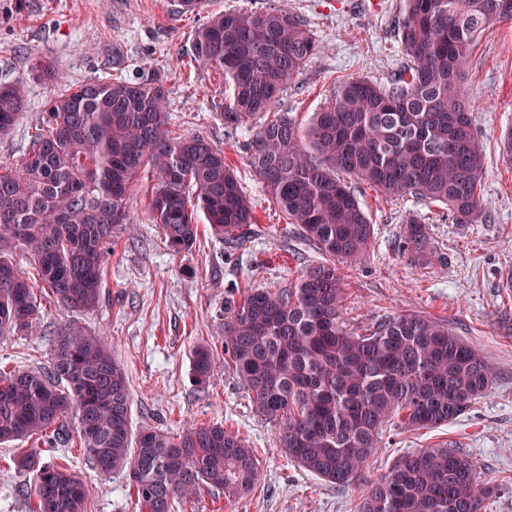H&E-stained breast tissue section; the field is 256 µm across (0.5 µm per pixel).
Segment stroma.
<instances>
[{"label":"stroma","mask_w":512,"mask_h":512,"mask_svg":"<svg viewBox=\"0 0 512 512\" xmlns=\"http://www.w3.org/2000/svg\"><path fill=\"white\" fill-rule=\"evenodd\" d=\"M283 6L307 21L321 45L280 96V111L298 126L325 106L335 82H385L406 62L392 27L400 0H208L199 14L179 12L176 0H0V84L25 82L27 94L15 132L0 140V163H21L55 91L31 72L34 60L42 59L72 85L98 77L161 76L171 131L200 134L222 148L251 195L258 223L249 239L227 244L203 224L196 246L176 255L151 222L147 189L139 187L130 199L135 224L108 258L101 301L77 316L86 329L108 337L128 375L133 430L176 434L218 423L253 448L262 480L251 492L228 500L203 488L177 512H357L362 496L400 456L435 447L463 450L482 477L499 486L483 512H512V162L499 149L501 136L512 128V23L485 30L463 83L486 154L478 189L485 222L458 224L443 206L409 195L387 199L364 185L359 199L374 241L362 257L338 264L348 329L363 334L405 311L447 320L494 368L489 393L434 429L390 423L358 480L340 487L289 458L278 444L277 422L256 410L251 391L231 368L217 365L203 387L192 380L189 350L198 342L220 346L228 300L247 288L288 285L322 259L297 225L286 222L247 163L246 144L264 116L235 130L225 127L223 82L190 59L193 33L208 15ZM411 214L429 226L426 266L401 246ZM41 303V338L0 336V367L48 366L66 314L51 297ZM16 454L15 446L0 447V512H30L33 475L17 469ZM69 455L91 489L88 512H139L125 473L104 477L79 449Z\"/></svg>","instance_id":"obj_1"}]
</instances>
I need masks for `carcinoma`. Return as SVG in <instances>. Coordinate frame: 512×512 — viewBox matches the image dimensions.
Returning <instances> with one entry per match:
<instances>
[{"label":"carcinoma","mask_w":512,"mask_h":512,"mask_svg":"<svg viewBox=\"0 0 512 512\" xmlns=\"http://www.w3.org/2000/svg\"><path fill=\"white\" fill-rule=\"evenodd\" d=\"M503 21H512V0H402L394 24L406 65L383 84L339 83L304 128L275 111L318 53L299 15L232 10L194 31V61L232 89L224 126L268 116L248 144V164L287 223L325 256L287 288L245 289L224 322V363L255 408L279 422L280 447L325 481L351 484L393 418L411 430L446 425L492 387L481 349L445 320L405 312L369 333L349 331L336 261L362 256L373 238L352 178L387 198L446 206L458 224L486 219L477 193L485 150L462 81L479 36ZM32 71L59 90L21 164H0V336L37 333L40 289L68 313L98 307L107 258L133 224L129 200L145 178L153 220L174 253L192 249L201 220L227 243L249 236L252 197L222 149L199 134H171L162 79L73 87L47 61ZM25 100L23 83L0 85V139L23 118ZM428 235L421 217L407 218L405 248L422 262ZM18 250L29 253L37 282L14 262ZM217 354L206 342L191 348L196 384L209 382ZM132 402L108 340L70 320L48 368H0V445L35 436L67 448L75 437L100 474L126 473L140 512H176L203 486L237 498L261 480L253 449L223 425L134 434ZM40 455L23 448L16 459L33 473L32 512H87L88 486ZM497 490L469 455L422 448L399 458L359 512H482Z\"/></svg>","instance_id":"obj_1"}]
</instances>
